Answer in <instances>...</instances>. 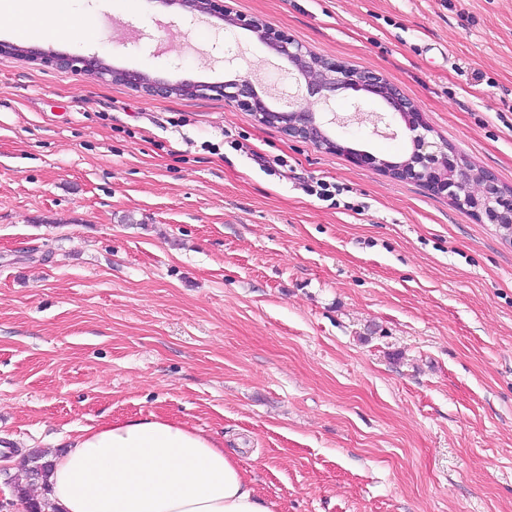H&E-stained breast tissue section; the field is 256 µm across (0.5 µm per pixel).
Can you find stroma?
I'll return each instance as SVG.
<instances>
[{"label":"stroma","instance_id":"obj_1","mask_svg":"<svg viewBox=\"0 0 512 512\" xmlns=\"http://www.w3.org/2000/svg\"><path fill=\"white\" fill-rule=\"evenodd\" d=\"M382 72L512 186V0H224ZM38 48L176 83L281 64L161 0H70ZM238 54L224 62L225 51ZM349 149L411 150L339 91ZM322 180L335 202L306 194ZM152 414L234 452L276 512H512V235L218 96L0 55V512L31 451Z\"/></svg>","mask_w":512,"mask_h":512}]
</instances>
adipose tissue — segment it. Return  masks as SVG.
<instances>
[{
  "label": "adipose tissue",
  "instance_id": "adipose-tissue-1",
  "mask_svg": "<svg viewBox=\"0 0 512 512\" xmlns=\"http://www.w3.org/2000/svg\"><path fill=\"white\" fill-rule=\"evenodd\" d=\"M50 0H0L21 36L43 38ZM59 512H275L236 455L210 435L153 415L83 428L52 456Z\"/></svg>",
  "mask_w": 512,
  "mask_h": 512
}]
</instances>
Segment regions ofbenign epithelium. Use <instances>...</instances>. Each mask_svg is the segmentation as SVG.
<instances>
[{
    "label": "benign epithelium",
    "mask_w": 512,
    "mask_h": 512,
    "mask_svg": "<svg viewBox=\"0 0 512 512\" xmlns=\"http://www.w3.org/2000/svg\"><path fill=\"white\" fill-rule=\"evenodd\" d=\"M166 2L177 4L191 13L208 14L230 26L255 33L269 50L287 63L290 71L297 74L296 101L288 108L275 110L257 90L252 79L245 76L224 83L183 80L173 85L139 72L110 69L95 56L51 54L34 47L28 48L26 54L33 61L49 62L63 69L81 70L100 78L117 75L135 90L149 96H170L176 85L194 96L213 93L235 103L260 123L272 121L292 138L316 145L323 141L331 148L336 147L338 142L325 133L313 103L328 102L340 90L357 88L382 100L390 111L400 115L405 128L411 133L413 150L407 159L400 162L399 179H419L429 191L444 194L451 202L459 200L467 203L470 212L490 224L512 223V190L502 186L493 173L474 168L447 144L431 139V128L421 112L382 74L358 69L338 60H318L304 44L280 35L259 19L224 11L221 0ZM352 157L358 164L386 174L394 167L393 163L369 152H356Z\"/></svg>",
    "instance_id": "obj_1"
}]
</instances>
